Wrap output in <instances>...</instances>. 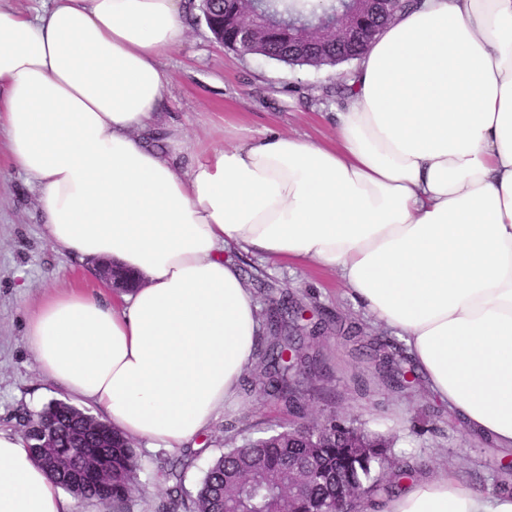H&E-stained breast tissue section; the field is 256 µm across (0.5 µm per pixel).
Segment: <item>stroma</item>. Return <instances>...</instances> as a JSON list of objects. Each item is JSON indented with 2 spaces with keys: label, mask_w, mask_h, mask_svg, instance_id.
<instances>
[{
  "label": "stroma",
  "mask_w": 512,
  "mask_h": 512,
  "mask_svg": "<svg viewBox=\"0 0 512 512\" xmlns=\"http://www.w3.org/2000/svg\"><path fill=\"white\" fill-rule=\"evenodd\" d=\"M184 41L161 60L165 74L164 123L179 126L190 151L220 147L225 133L261 138L289 133L316 142L335 139L334 114L346 103L344 84L355 62L315 69L291 67L261 56H241L217 43L200 17L199 0H187ZM260 308L288 292L304 302L308 316L324 330L307 340L316 361L314 393L305 416L333 413L392 442L396 464L413 474L449 471L466 488L499 489L512 451L470 433L446 405L430 394L424 374L405 343L376 324L352 300L338 274L311 263L272 264L236 257ZM63 288L96 292L100 282L47 239L37 189L13 169L0 151V430L21 433L22 416L40 411L59 393L38 374L26 342L32 310ZM381 340L410 369L408 383L389 387L376 362L357 351V342ZM274 398L241 391L239 406L219 411L209 432L181 448L147 450L136 443L141 463L130 512H173L174 502L190 503L212 460L225 450L227 424L241 434L262 436L287 421ZM182 459V481L167 477L169 463Z\"/></svg>",
  "instance_id": "obj_1"
}]
</instances>
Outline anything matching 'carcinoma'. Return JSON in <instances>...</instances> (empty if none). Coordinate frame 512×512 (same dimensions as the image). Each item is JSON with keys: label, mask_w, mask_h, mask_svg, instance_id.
<instances>
[{"label": "carcinoma", "mask_w": 512, "mask_h": 512, "mask_svg": "<svg viewBox=\"0 0 512 512\" xmlns=\"http://www.w3.org/2000/svg\"><path fill=\"white\" fill-rule=\"evenodd\" d=\"M222 0H201L200 9L207 27L224 19ZM350 7L349 0H265L264 13L273 18L315 21L322 16H335ZM370 39L355 42L345 53L330 45L311 46L288 40L280 32L270 45H260V55L292 66H334L347 56L366 53ZM304 306L285 294L265 315L268 336L256 352L257 368L263 378L267 395L279 399L289 414L303 413V373L301 368L310 359L301 354L302 318ZM369 350L382 354L388 367L387 381L396 387L406 382V371L394 364L386 344L370 343ZM52 418L58 428V448H35L34 435L25 431L27 447L35 461L49 471L62 489L87 500H95L109 512H129L131 494L136 488L141 470L130 440L114 431L104 440L95 437L97 420L83 417V412L70 404L55 401L40 413ZM353 445H346L343 432L336 430H293L283 427L240 446L228 448L214 459L200 481L190 512H326L338 495H359L369 501L381 494H391L396 478L405 469L391 472L385 469L392 455L389 441L379 433L351 426L347 430ZM86 441L85 448L93 451L98 464L112 471V495L80 481L86 462L82 455L67 454L75 437ZM302 462L307 469L299 473L306 480L308 492L301 501L288 497V468Z\"/></svg>", "instance_id": "cac0c4a2"}]
</instances>
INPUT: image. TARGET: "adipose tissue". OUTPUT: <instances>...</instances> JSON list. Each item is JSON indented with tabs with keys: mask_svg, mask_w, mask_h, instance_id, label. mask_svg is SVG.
<instances>
[{
	"mask_svg": "<svg viewBox=\"0 0 512 512\" xmlns=\"http://www.w3.org/2000/svg\"><path fill=\"white\" fill-rule=\"evenodd\" d=\"M184 0H0V136L38 188L44 233L140 279L119 302L72 290L31 315L36 369L151 448L200 437L238 400L258 305L226 251L338 273L409 346L433 395L512 449V0H422L370 45L334 142L232 137L179 160L147 136ZM0 512H77L24 437L0 431ZM378 512H512L447 471Z\"/></svg>",
	"mask_w": 512,
	"mask_h": 512,
	"instance_id": "adipose-tissue-1",
	"label": "adipose tissue"
}]
</instances>
